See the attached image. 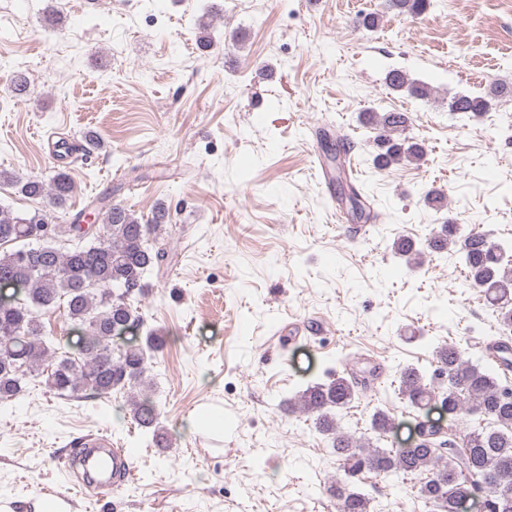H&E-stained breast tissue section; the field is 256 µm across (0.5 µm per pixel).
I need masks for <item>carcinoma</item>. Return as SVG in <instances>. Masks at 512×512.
<instances>
[{
  "label": "carcinoma",
  "mask_w": 512,
  "mask_h": 512,
  "mask_svg": "<svg viewBox=\"0 0 512 512\" xmlns=\"http://www.w3.org/2000/svg\"><path fill=\"white\" fill-rule=\"evenodd\" d=\"M379 7V11L357 15L355 24L373 30L389 11L418 17L430 9L431 0H381ZM385 83L395 91L427 95L397 68L387 72ZM488 106L483 97L460 95L451 100L449 110L480 115ZM369 120L376 130L375 169L386 171L405 161L423 159L421 145L401 138L409 121L407 113L372 112ZM0 183L25 196L46 199L51 211L65 208L74 190L64 170L48 183L0 171ZM350 201L355 212L364 214L363 222L372 219L374 202L369 196L355 187ZM100 211L102 227L97 228L81 223L79 213L68 224H51L45 214L27 217L0 206V242L22 243L0 252V285L16 286L13 303L0 304V401L24 395L32 368L47 361L50 370L41 376L48 391L74 398L126 392L131 418L143 430H154L157 408L134 390L150 388L149 353L161 347L162 338L150 333L143 343L120 348L113 345V339L143 324L129 297L146 295L145 273L166 260L165 251L152 250L148 241L170 223V211L159 206L144 224L121 203L109 202ZM391 249L409 267L418 265L427 249L453 251L468 270L469 285L481 289L498 313V323L512 326V246L507 248L475 229L461 236L456 225L443 224L421 247L401 236ZM22 251L27 253L24 261ZM59 305L83 329L75 346L47 335L44 329L43 316ZM490 344L496 349L494 355L482 353L466 359L458 346L441 345L425 370L399 368L400 394L408 406L420 409L438 400L448 414L446 429L427 420L419 422L418 440L412 448L391 451L362 443L341 426L337 413L354 401L358 391L371 388L374 370L361 366L359 360L350 377L311 385L300 394L293 409L314 418L343 464V472L330 485L342 512H369L370 499L354 482L363 472L422 477L418 497L435 512H459L473 492L480 498L478 512H512V386L500 376L501 362L512 359V338L494 336ZM470 415L481 417L486 424L455 425ZM371 427L381 436L391 429L392 418L377 410L371 416Z\"/></svg>",
  "instance_id": "carcinoma-1"
}]
</instances>
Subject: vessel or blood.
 <instances>
[{
	"label": "vessel or blood",
	"instance_id": "b4317fda",
	"mask_svg": "<svg viewBox=\"0 0 512 512\" xmlns=\"http://www.w3.org/2000/svg\"><path fill=\"white\" fill-rule=\"evenodd\" d=\"M75 453L96 489L117 495L134 477L131 452L112 447L106 437L92 434L81 439Z\"/></svg>",
	"mask_w": 512,
	"mask_h": 512
}]
</instances>
